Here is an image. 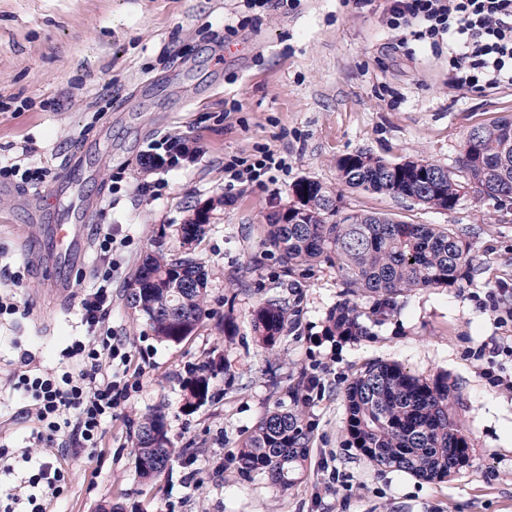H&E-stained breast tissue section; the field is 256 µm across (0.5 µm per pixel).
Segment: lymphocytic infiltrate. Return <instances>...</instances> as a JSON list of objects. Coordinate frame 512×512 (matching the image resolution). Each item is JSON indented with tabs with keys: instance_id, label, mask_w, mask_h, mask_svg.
I'll use <instances>...</instances> for the list:
<instances>
[{
	"instance_id": "f902f5d3",
	"label": "lymphocytic infiltrate",
	"mask_w": 512,
	"mask_h": 512,
	"mask_svg": "<svg viewBox=\"0 0 512 512\" xmlns=\"http://www.w3.org/2000/svg\"><path fill=\"white\" fill-rule=\"evenodd\" d=\"M388 25L412 29L416 39L447 45L453 84L467 91H491L512 85V0H389ZM115 238L111 225L100 231L103 258L96 281L81 299L85 335L72 338L62 351L68 367L39 369L34 354L21 350L11 376L12 388L28 403L35 425L27 441L33 448L100 447L106 426L124 407L138 381L129 375L132 357L113 336L106 320L112 305ZM71 471L60 460H40L27 480L0 488V512H47L63 497Z\"/></svg>"
}]
</instances>
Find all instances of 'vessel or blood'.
I'll return each instance as SVG.
<instances>
[{
  "label": "vessel or blood",
  "instance_id": "1",
  "mask_svg": "<svg viewBox=\"0 0 512 512\" xmlns=\"http://www.w3.org/2000/svg\"><path fill=\"white\" fill-rule=\"evenodd\" d=\"M90 222L87 215L78 221L64 218L40 230V240L50 255L45 264L49 295L56 302L63 304L69 299L74 275L87 254Z\"/></svg>",
  "mask_w": 512,
  "mask_h": 512
}]
</instances>
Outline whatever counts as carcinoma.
<instances>
[{"instance_id": "1", "label": "carcinoma", "mask_w": 512, "mask_h": 512, "mask_svg": "<svg viewBox=\"0 0 512 512\" xmlns=\"http://www.w3.org/2000/svg\"><path fill=\"white\" fill-rule=\"evenodd\" d=\"M460 168L473 193L496 201L512 200V121L473 128L463 143ZM340 178L351 187L386 193L432 209L451 210L464 185L456 174L424 158L386 162L359 153L337 161ZM293 190L307 197L297 219L280 212L268 217L263 245L290 271L306 276L326 260L340 273L346 294L359 291L387 308L394 296L418 288H453L471 279L474 256L469 234L438 224H406L388 215H340L337 195L318 181L302 179ZM189 242L208 228L199 212L181 225ZM157 275L147 285L143 322L164 342L190 337L209 315L207 273L191 253L143 259ZM355 306L345 299L326 315V333L353 339L366 333ZM288 323V307L268 299L254 311L252 329L260 344L271 349ZM214 373L199 368L187 389L184 407L203 405ZM346 434L376 468H395L427 481H442L471 466L467 436L454 418L448 382H428L397 363L367 366L343 393ZM309 432L301 414L279 407L268 411L241 441L237 460L241 472L265 474L288 487L292 464L305 458ZM134 448L156 463L162 474L176 454L166 430L165 413L156 409L137 424Z\"/></svg>"}]
</instances>
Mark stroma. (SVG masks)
Instances as JSON below:
<instances>
[{"instance_id":"1","label":"stroma","mask_w":512,"mask_h":512,"mask_svg":"<svg viewBox=\"0 0 512 512\" xmlns=\"http://www.w3.org/2000/svg\"><path fill=\"white\" fill-rule=\"evenodd\" d=\"M450 77L447 52L388 26L387 0H301L293 9L249 0H0V166L50 170L27 189L0 179V293L22 308L0 318V438L24 448L32 427L8 388L19 348L51 368L86 331L80 298L101 263L97 243L60 308L23 254L57 212L93 208L114 230L108 323L141 382L102 447L69 448L72 483L55 512H96L105 501L121 512H512V202L467 194L453 210L426 209L347 187L336 169L338 158L359 152L392 163L422 157L465 180L462 144L474 127L512 120V86L466 93ZM170 141L188 157L150 167L148 156ZM267 151L285 169L227 190L228 164ZM304 178L340 194L346 213L471 233L473 280L404 293L382 312L359 294L366 336L326 335V314L345 297L336 268L324 262L294 277L263 245L267 216L289 205ZM205 204L209 228L193 254L208 273L210 316L181 344H165L135 319L127 284L147 253H178V226ZM20 269L16 287L10 277ZM498 290L494 311L485 301ZM269 298L295 311L270 350L251 327L253 309ZM228 317L235 329L225 333ZM207 361L211 396L186 410V385ZM371 363L447 380L471 467L428 482L375 468L349 445L343 391ZM277 406L300 408L311 432L284 487L243 475L236 460L239 441ZM157 408L177 453L146 483L134 433Z\"/></svg>"}]
</instances>
